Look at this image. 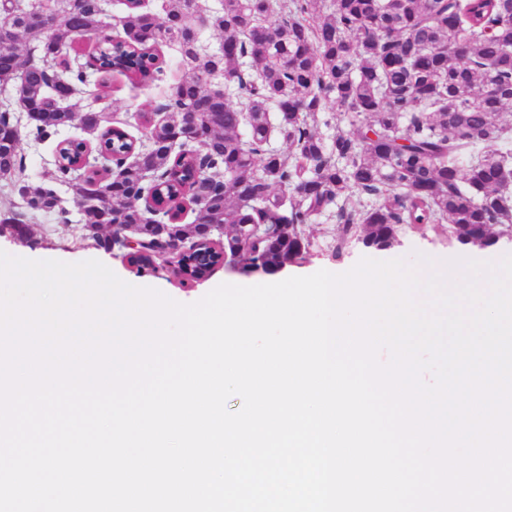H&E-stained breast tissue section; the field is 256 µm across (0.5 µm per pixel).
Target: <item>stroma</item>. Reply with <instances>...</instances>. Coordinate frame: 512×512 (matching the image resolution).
<instances>
[{"mask_svg": "<svg viewBox=\"0 0 512 512\" xmlns=\"http://www.w3.org/2000/svg\"><path fill=\"white\" fill-rule=\"evenodd\" d=\"M161 52L166 59V66L158 80L146 85H134L122 76H112L105 91L100 92L97 98L87 97L78 101V112L94 110L110 113L113 121L119 122L121 127L133 135H142L140 113L151 111L154 106L163 102L183 73L180 57L173 46L162 45ZM30 228V235L21 238L10 228L0 226V250L31 260L79 263L95 259L106 264L118 278L160 289L181 303L200 300L228 279L233 278L252 285L264 279L263 274L247 273L241 267L223 265L217 267L207 278L188 286L182 284L169 264L159 261L154 267L138 269L128 262L123 250L80 241L79 230L58 226L49 215H36ZM310 232L312 248L309 259L286 267L283 271L284 277L308 276L323 266L342 272L364 257L384 260L392 254L411 263L419 253L436 255L446 260L459 255L458 249L449 246L447 240L407 229L401 233L399 243L392 252L375 251L357 245L346 250L341 259H334L331 250L336 236V214L332 211L318 216L311 225Z\"/></svg>", "mask_w": 512, "mask_h": 512, "instance_id": "35a3bbf8", "label": "stroma"}]
</instances>
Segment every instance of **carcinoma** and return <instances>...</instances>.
Instances as JSON below:
<instances>
[{
  "mask_svg": "<svg viewBox=\"0 0 512 512\" xmlns=\"http://www.w3.org/2000/svg\"><path fill=\"white\" fill-rule=\"evenodd\" d=\"M201 26L222 37L224 54L202 49ZM162 43L177 46L187 71L156 108L166 118L145 120L146 147L52 99L85 96L91 73L154 81ZM215 77L245 107L210 87ZM14 84L35 124L13 132L16 108L0 103V168L14 171L4 182L26 183L0 224L22 238L35 214L67 226L75 207L86 225H139L144 244L129 259L145 267L158 259L163 224L188 249L166 261L194 282L199 243L268 273L306 261L309 224L333 209L336 259L352 244L391 249L404 226L458 249L476 239L490 248L512 222V149L500 123L512 111V0H331L326 11L318 0H221L206 11L199 0H162L158 12L130 3L115 20L104 0L28 9L0 0V85ZM331 98L363 122L329 144L318 113ZM186 112L192 140L175 151ZM76 120L96 135L103 163L91 168L84 139L57 143L55 181L72 191L70 207L31 173L20 142L42 144ZM275 135L287 152L269 148ZM356 193L371 202L351 206ZM148 198L150 211L140 206ZM187 205L194 220L183 224ZM211 224L224 225V240L211 239Z\"/></svg>",
  "mask_w": 512,
  "mask_h": 512,
  "instance_id": "cac0c4a2",
  "label": "carcinoma"
}]
</instances>
